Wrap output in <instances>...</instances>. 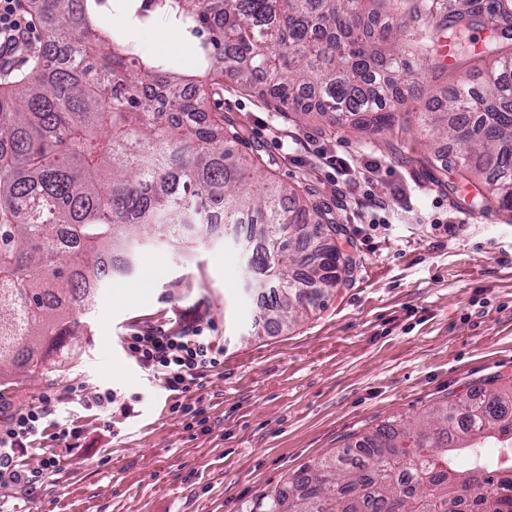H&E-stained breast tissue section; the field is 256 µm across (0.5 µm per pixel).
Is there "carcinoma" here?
I'll return each mask as SVG.
<instances>
[{"label": "carcinoma", "instance_id": "obj_1", "mask_svg": "<svg viewBox=\"0 0 512 512\" xmlns=\"http://www.w3.org/2000/svg\"><path fill=\"white\" fill-rule=\"evenodd\" d=\"M394 0H160L138 25L169 17L193 37L195 71L141 56L102 22L105 0H30L49 30L34 65L0 92V371L32 377L70 358L79 320L146 244L190 254L211 236L210 210L249 229L248 268L268 290L266 323H295L336 286V250L299 259L317 234L338 235L320 206L276 181L264 159L234 157L222 112L226 79L270 86L362 132L404 131L399 105L421 76L397 46ZM481 82L454 81L418 113L433 141L460 144L459 181L485 174L480 199L512 211V44L495 43ZM307 264L306 282L291 270ZM496 448V460L476 453ZM255 512H512V384L472 389L412 419L391 418L288 476Z\"/></svg>", "mask_w": 512, "mask_h": 512}]
</instances>
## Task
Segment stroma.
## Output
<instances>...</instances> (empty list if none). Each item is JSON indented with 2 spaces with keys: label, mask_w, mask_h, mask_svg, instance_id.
<instances>
[{
  "label": "stroma",
  "mask_w": 512,
  "mask_h": 512,
  "mask_svg": "<svg viewBox=\"0 0 512 512\" xmlns=\"http://www.w3.org/2000/svg\"><path fill=\"white\" fill-rule=\"evenodd\" d=\"M507 3L397 0L393 21L423 58L425 97L465 79L460 48L481 52ZM459 13L476 20L461 36L448 27ZM105 20L130 27L120 7ZM130 29L146 53L189 71L191 37L167 17ZM207 109L242 131L239 154L260 151L279 182L328 207L343 232L312 245L350 255L349 276L309 318L266 330L245 257L223 233L189 257L139 250L133 274L99 288L63 370L0 379L1 422L12 404L66 394L24 459L36 470L56 454L61 468L29 491L0 488V512H254L293 471L387 418L512 380V212L473 206L467 183L449 196L424 164L428 137L340 128L229 80ZM320 150L347 168L320 165ZM436 219L453 232L431 231ZM187 326L224 349L223 366L183 396L204 412L194 427L123 347L135 332ZM102 387L131 405L130 417L85 409ZM64 427L79 428L78 448L59 438Z\"/></svg>",
  "instance_id": "stroma-1"
}]
</instances>
